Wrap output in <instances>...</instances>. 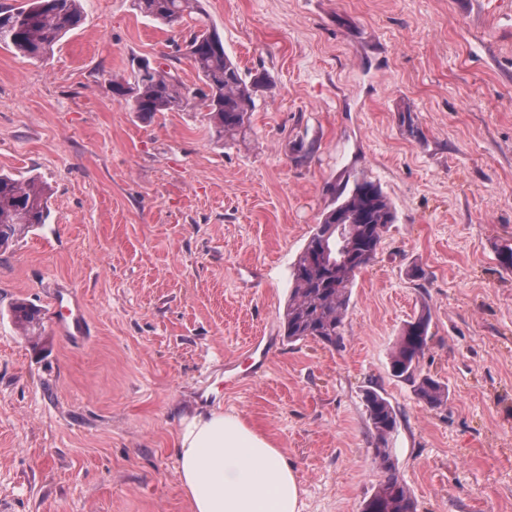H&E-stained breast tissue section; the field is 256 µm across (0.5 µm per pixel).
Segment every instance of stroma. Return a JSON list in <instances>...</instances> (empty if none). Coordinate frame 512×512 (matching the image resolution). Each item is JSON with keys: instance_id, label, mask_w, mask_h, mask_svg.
<instances>
[{"instance_id": "35a3bbf8", "label": "stroma", "mask_w": 512, "mask_h": 512, "mask_svg": "<svg viewBox=\"0 0 512 512\" xmlns=\"http://www.w3.org/2000/svg\"><path fill=\"white\" fill-rule=\"evenodd\" d=\"M201 6L240 68L272 81L235 143L213 140L205 108L144 119L116 100L113 77L140 58L197 82L180 26L133 0H86L47 59L0 48V172L47 182L51 209L0 252V512H189L180 418L219 407L283 450L304 512H362L384 478L372 388L398 414L391 454L417 512H512V273L497 260L512 244V0ZM353 174L396 222L355 277L342 347L289 341L293 263ZM60 290L84 307L82 345L48 313ZM20 299L41 335L17 328ZM424 308L419 368L448 386L435 409L390 369Z\"/></svg>"}]
</instances>
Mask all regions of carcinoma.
Instances as JSON below:
<instances>
[{
    "label": "carcinoma",
    "instance_id": "carcinoma-1",
    "mask_svg": "<svg viewBox=\"0 0 512 512\" xmlns=\"http://www.w3.org/2000/svg\"><path fill=\"white\" fill-rule=\"evenodd\" d=\"M82 0H26L19 7H0V46L31 59H44L83 21ZM144 16L164 25H187L186 53L199 85L190 89L168 67L141 61L127 79L115 81V93L130 112L151 116L157 112H185L193 102L207 110L212 136L218 142L245 139L251 130L254 93L266 85L264 74H246L224 50V40L207 27L200 0H134ZM46 185L36 177L0 173V250L47 222L50 211ZM396 212L381 187L354 176L336 193L335 206L322 215L293 266L284 329L288 340L315 339L328 347L340 346L356 272L375 257ZM13 316L25 335L40 329V312L18 301ZM431 317L421 312L408 321L391 351L393 374L415 386L417 396L437 408L448 402V386L419 373L429 341ZM365 406L376 442L375 460L385 478L364 502L362 512H416L409 486L396 473L389 441L398 415L389 400L369 390Z\"/></svg>",
    "mask_w": 512,
    "mask_h": 512
}]
</instances>
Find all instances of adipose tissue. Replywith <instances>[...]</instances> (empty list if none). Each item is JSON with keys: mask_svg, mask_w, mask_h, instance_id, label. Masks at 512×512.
<instances>
[{"mask_svg": "<svg viewBox=\"0 0 512 512\" xmlns=\"http://www.w3.org/2000/svg\"><path fill=\"white\" fill-rule=\"evenodd\" d=\"M177 472L191 512H301V488L280 448L240 416L182 417Z\"/></svg>", "mask_w": 512, "mask_h": 512, "instance_id": "ef3b65f1", "label": "adipose tissue"}]
</instances>
